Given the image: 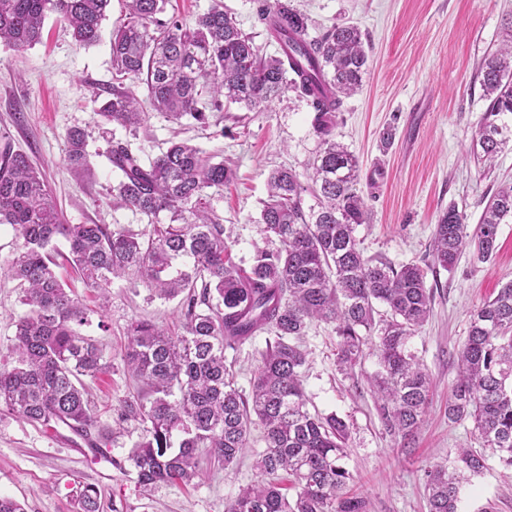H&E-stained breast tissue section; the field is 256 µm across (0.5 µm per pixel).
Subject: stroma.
Returning <instances> with one entry per match:
<instances>
[{
  "mask_svg": "<svg viewBox=\"0 0 512 512\" xmlns=\"http://www.w3.org/2000/svg\"><path fill=\"white\" fill-rule=\"evenodd\" d=\"M308 18L315 37L337 23L357 25L369 46V74L344 98L336 139L356 156L359 184L370 221L357 229L366 256L427 270L432 312L409 341L430 374L434 396L415 446L400 448L377 410L366 380L377 369L367 356L360 372L340 371L333 325L312 324L303 340V384L309 405L336 414L348 427L344 467L369 512H428L425 472L455 466L459 449L478 448L472 421L449 422L445 410L457 377V354L472 311L512 279V223L499 227L498 250L490 260L467 248L453 270L431 268L434 227L448 207L467 216L476 231L497 189L512 183V146L485 166L473 142L486 108L477 78L483 58L512 38V0H290ZM125 14L124 0H111L101 41L80 46L56 14H48L42 40L18 50L0 43V151L26 153L45 175L52 198L68 224H121L147 230L146 217L113 205L110 191L121 177L107 157L113 142L128 143L147 159L170 142L185 140L235 178L211 196L224 224L234 261L249 267L265 246L258 219L267 198V177L277 168L303 171L320 147L307 102L284 91L271 110L252 112L225 104L208 126L192 119L173 122L150 111L137 133L99 123L97 112L112 90L109 37ZM87 135L90 163L70 167L66 136ZM392 131L391 144L382 134ZM71 288L93 312L82 335L103 345L110 366L90 382L101 423L114 433L105 456H94L66 426L48 429L0 411V495L26 512H75L74 491L91 485L100 492L101 512H225L242 487L261 478L257 453L264 447L253 429L254 449L237 464L214 465L202 480L184 486L161 483L141 493L124 460L143 433L134 421L118 422L121 399L134 381L123 361L130 322L138 317L173 326L183 319L178 300L150 297L144 286L118 280L106 310L95 311L93 292L76 279ZM16 282L0 277V354H7L15 324L24 313ZM459 512H512V473L496 454L462 487Z\"/></svg>",
  "mask_w": 512,
  "mask_h": 512,
  "instance_id": "obj_1",
  "label": "stroma"
}]
</instances>
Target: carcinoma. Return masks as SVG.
<instances>
[{"label":"carcinoma","mask_w":512,"mask_h":512,"mask_svg":"<svg viewBox=\"0 0 512 512\" xmlns=\"http://www.w3.org/2000/svg\"><path fill=\"white\" fill-rule=\"evenodd\" d=\"M110 2L0 0V42L38 43L52 12L79 45H94ZM164 4L126 0L128 20L110 38L112 93L98 116L132 131L146 122L129 82L145 85L154 110L204 125L226 102L267 112L285 90L296 93L314 112L320 151L304 174L276 169L268 176L258 223L281 248L257 250L247 270L233 261L209 190L224 188L234 173L187 142L146 163L122 142L112 143L109 160L121 172L112 196L147 218L144 235L123 225L63 223L39 169L22 152H4L0 224L11 225L18 238L7 274L26 310L16 324L12 365L0 364V410L46 428L64 425L96 455L108 445L111 429L98 419L84 382L107 368V354L80 333L90 309L57 272L61 238L66 261L97 293L99 309L118 278L160 298H178L184 309L176 332L147 319L129 328L124 361L140 388L121 400L118 420L140 422L143 435L117 467H131L142 491L191 483L212 461L234 465L253 447L258 426L263 479L240 489L225 512H367L366 501L347 491V423L307 408L301 340L313 322L333 323L342 369L362 367L368 351L377 358L378 370L367 380L386 429L407 448L431 401L430 377L408 341L429 317L432 294L422 267L367 257L356 236L368 219L358 162L336 141L335 129L343 98L360 89L367 73L362 32L344 23L311 38L307 18L292 5L257 0L256 22L283 47L267 57L222 4L191 26L158 18ZM479 76L487 106L475 146L490 163L512 144V41L484 57ZM66 143L67 164L86 166L84 133L70 131ZM305 192L317 208L304 210ZM465 220L453 206L439 217L434 267L451 270L472 245L480 258L494 256L499 225L512 221V184L494 193L475 234L467 233ZM261 331L271 337L245 393L235 386L224 351ZM448 419L472 420L482 447L512 468V281L471 315ZM484 467L483 454L462 448L454 468L427 470L429 512H458L465 473ZM76 498L79 512H100L96 488L79 487Z\"/></svg>","instance_id":"1"}]
</instances>
